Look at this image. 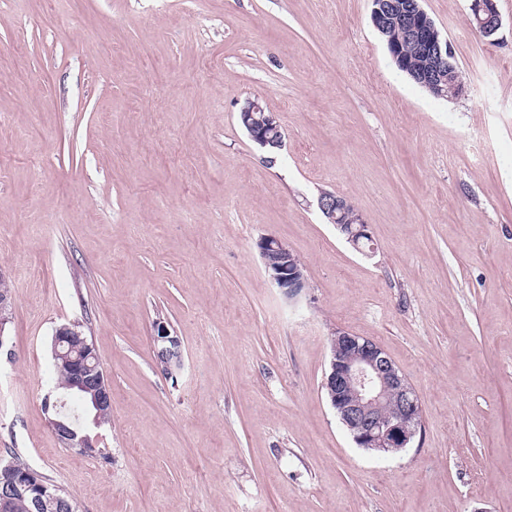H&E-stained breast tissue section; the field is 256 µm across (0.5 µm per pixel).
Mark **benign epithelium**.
<instances>
[{
  "instance_id": "7a95c632",
  "label": "benign epithelium",
  "mask_w": 512,
  "mask_h": 512,
  "mask_svg": "<svg viewBox=\"0 0 512 512\" xmlns=\"http://www.w3.org/2000/svg\"><path fill=\"white\" fill-rule=\"evenodd\" d=\"M397 23L416 46L424 64L413 72V78L437 97L455 99L465 93L462 83L445 82L455 59L448 41L439 39L434 22L421 5V0H407ZM467 23L482 36L491 37L501 26L496 0H471ZM242 126L251 139L262 147L277 148L283 135H272L280 129L273 113L257 101L240 112ZM320 208L329 223L336 225L346 242L357 252L372 237L369 225L358 210H350L347 200L337 196L320 199ZM265 271L288 300H295L306 288L304 267L288 247L273 235L257 242ZM11 294L0 292V350L6 345ZM78 323H68L55 330L52 356L71 365L72 376L67 391L44 405L48 423L65 448L91 453L96 438L90 427H100L102 417L112 407L109 377L99 360L93 342L77 330ZM154 353L158 366L166 365L171 348L181 345L169 325L154 324ZM331 356L323 386L330 406L348 431L354 443L367 450L399 453L414 442L422 430L423 407L416 391L388 354L375 341L338 328L331 337ZM79 391L91 395L93 417L89 424L79 425V417L68 412V394ZM17 487L12 467L0 469V503Z\"/></svg>"
}]
</instances>
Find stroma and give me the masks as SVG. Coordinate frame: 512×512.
<instances>
[{
    "mask_svg": "<svg viewBox=\"0 0 512 512\" xmlns=\"http://www.w3.org/2000/svg\"><path fill=\"white\" fill-rule=\"evenodd\" d=\"M468 4L422 0L466 87L448 100L397 69L371 0H0V459L78 512H512V0L492 40ZM253 100L282 148L239 124ZM268 234L304 266L295 301ZM72 321L112 384L92 455L43 410ZM339 328L422 401L398 455L358 448L326 398ZM320 208L330 224H335L346 242L357 252L367 254L363 243H370L372 237L359 210H349L347 200L341 196L321 197ZM257 248L267 275L284 297L290 301L301 296L307 285L300 260L273 235L262 236ZM155 336H154V353L156 363L160 368L166 366V360L172 347H181V342L178 336H175L171 328L164 321H156L154 324Z\"/></svg>",
    "mask_w": 512,
    "mask_h": 512,
    "instance_id": "35a3bbf8",
    "label": "stroma"
}]
</instances>
